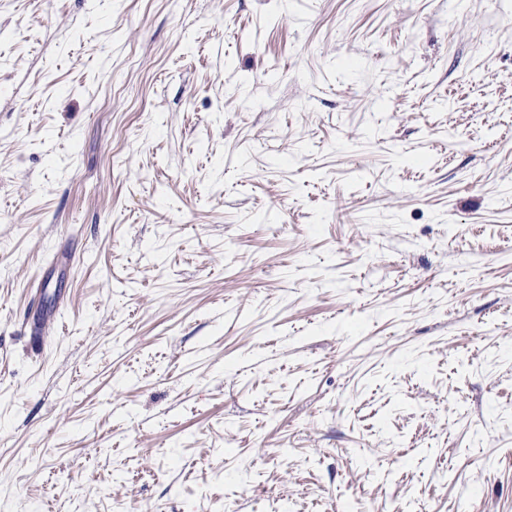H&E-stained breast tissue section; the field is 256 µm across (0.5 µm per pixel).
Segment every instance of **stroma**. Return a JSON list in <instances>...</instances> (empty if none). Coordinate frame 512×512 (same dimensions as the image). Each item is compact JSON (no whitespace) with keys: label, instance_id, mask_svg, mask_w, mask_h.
<instances>
[{"label":"stroma","instance_id":"stroma-1","mask_svg":"<svg viewBox=\"0 0 512 512\" xmlns=\"http://www.w3.org/2000/svg\"><path fill=\"white\" fill-rule=\"evenodd\" d=\"M512 512V0H0V512Z\"/></svg>","mask_w":512,"mask_h":512}]
</instances>
